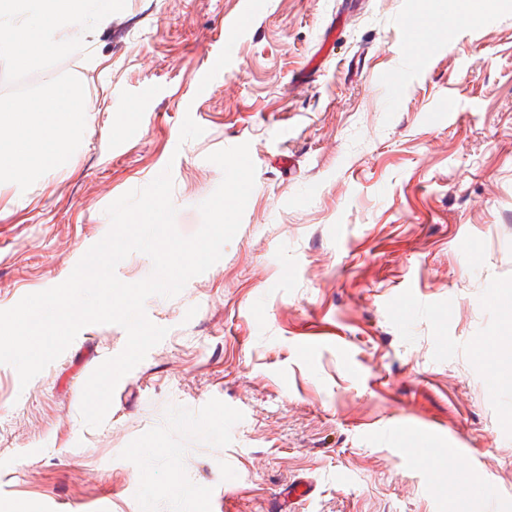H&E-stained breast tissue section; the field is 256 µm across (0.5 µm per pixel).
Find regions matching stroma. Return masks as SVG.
Returning <instances> with one entry per match:
<instances>
[{"instance_id": "obj_1", "label": "stroma", "mask_w": 512, "mask_h": 512, "mask_svg": "<svg viewBox=\"0 0 512 512\" xmlns=\"http://www.w3.org/2000/svg\"><path fill=\"white\" fill-rule=\"evenodd\" d=\"M411 22L440 41L421 65ZM63 73L84 135L0 183V310L67 279L164 168L186 236L210 153L249 143L255 186L222 258L147 299L168 333L100 426L82 390L123 327L85 326L25 386L0 363V512H457L451 467L500 491L471 512H512V401L481 355L512 332V0H126L29 81Z\"/></svg>"}]
</instances>
